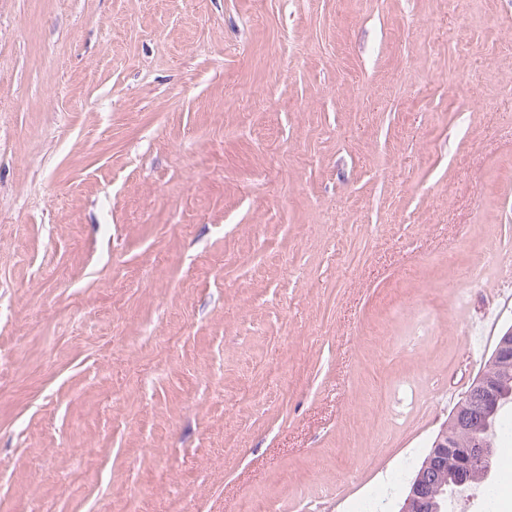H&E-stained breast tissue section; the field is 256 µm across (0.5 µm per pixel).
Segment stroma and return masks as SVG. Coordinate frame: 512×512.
Listing matches in <instances>:
<instances>
[{
    "mask_svg": "<svg viewBox=\"0 0 512 512\" xmlns=\"http://www.w3.org/2000/svg\"><path fill=\"white\" fill-rule=\"evenodd\" d=\"M503 238L512 0H0V512H397Z\"/></svg>",
    "mask_w": 512,
    "mask_h": 512,
    "instance_id": "1",
    "label": "stroma"
}]
</instances>
